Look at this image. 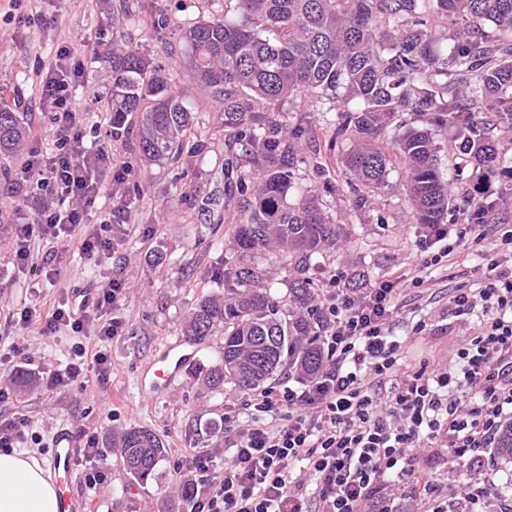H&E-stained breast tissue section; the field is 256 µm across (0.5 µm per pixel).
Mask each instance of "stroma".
<instances>
[{
  "mask_svg": "<svg viewBox=\"0 0 512 512\" xmlns=\"http://www.w3.org/2000/svg\"><path fill=\"white\" fill-rule=\"evenodd\" d=\"M116 2L67 0L61 5L57 0H0V107L12 108L19 91L36 97L37 66L51 63L57 45L75 30L96 34L111 29ZM233 7L232 0H142L139 15L126 24L128 38L169 69L178 88L189 93L197 118L196 134L204 149L173 165L145 161L127 142H113V158L129 163L131 171L123 182L105 181L91 209L93 222L112 220L116 244L111 256L89 261L77 250H69L52 281L33 285L30 274L13 263L11 236L13 225L31 221L34 210L26 203L16 214L0 217V354H13L18 344L24 347L22 355H13L12 372L36 373L55 367L67 354L68 337L63 332L42 334L36 325L21 326L10 320V309L61 298L77 307L83 296H95L108 278L118 276L126 284L125 294L112 311L122 323L119 336L101 342L97 326L92 325L82 338L88 353L102 350L109 355L112 369L105 384L73 385L54 393L35 386L23 391L19 399L0 401V419L18 415L28 419L30 432L40 441L25 444L23 451L41 461L47 459L54 434L63 425L102 445L107 436L132 426L155 433L165 446V457L157 475L147 482L135 481L120 463L116 449L104 445L100 482L88 485L83 466H75L79 490L105 497L111 512H187L178 480L187 458L205 451L214 467H222L225 434L240 431L250 418L246 392L230 383L222 391L210 390L195 373L197 365L219 358L224 347L220 331L198 345L193 363L185 367L176 388L147 397L140 387L144 370L182 339L191 308L201 297L222 292L219 274L237 261L232 249L236 199L225 190L224 173L235 164L238 150L225 139L216 119L219 104L192 92L184 80L185 55L178 50L177 28L178 23L206 19ZM159 8L171 22L163 41L151 35ZM79 58L85 72L75 104L84 106L91 90L109 97L112 83L105 58L95 57L89 49L81 51ZM335 112L330 100L309 94L282 105L280 117L293 124H309L312 140L324 147L333 137L327 118ZM390 181V189L365 208L347 210L346 219L357 241L338 243L314 259V286L323 287L325 276L337 269L353 271L361 288L409 267L416 251L417 227L401 212L403 171L394 170ZM482 262L475 249L461 248L453 263L435 271L423 297L400 299L390 318V334L400 341L406 365L447 364L459 341V323L448 298L456 289L474 286L472 269ZM421 319L427 323L422 336L413 332ZM417 464L451 496L458 491L461 474L481 472L492 490L479 512H500L512 502V463L499 460L495 448L483 449L477 461L422 448Z\"/></svg>",
  "mask_w": 512,
  "mask_h": 512,
  "instance_id": "1",
  "label": "stroma"
}]
</instances>
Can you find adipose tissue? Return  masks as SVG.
I'll list each match as a JSON object with an SVG mask.
<instances>
[{"label":"adipose tissue","mask_w":512,"mask_h":512,"mask_svg":"<svg viewBox=\"0 0 512 512\" xmlns=\"http://www.w3.org/2000/svg\"><path fill=\"white\" fill-rule=\"evenodd\" d=\"M0 512H57V493L42 463L0 451Z\"/></svg>","instance_id":"obj_1"}]
</instances>
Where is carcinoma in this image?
<instances>
[{
	"label": "carcinoma",
	"instance_id": "cac0c4a2",
	"mask_svg": "<svg viewBox=\"0 0 512 512\" xmlns=\"http://www.w3.org/2000/svg\"><path fill=\"white\" fill-rule=\"evenodd\" d=\"M236 12L180 29L186 80L222 104L224 130L245 162L235 181L239 263L229 272L238 290L201 298L184 324L197 344L224 327V351L200 372L214 391L226 380L254 390L285 365L307 378L324 363L326 319L308 272L314 256L336 245L340 227L316 190L295 181L294 168L307 163L327 181L332 156H297L289 141L300 142L304 128L273 120L269 110L302 91L335 100L329 151L350 143L339 158L355 183L354 207L388 188L399 167L414 224H455L461 210L439 165L433 127L459 130L454 151L469 163L467 207L493 206L485 183L512 174L481 117L490 112L492 126L512 127V0H236ZM435 18L448 21L441 48ZM110 67L116 136L150 161L176 164L200 151L201 143H190L195 111L172 73L130 45L118 25ZM244 93L268 111H256ZM405 114L422 125L407 124ZM25 147L20 116L0 109V156L17 157ZM269 250L288 255L285 300L264 287L268 267L249 260ZM112 447L141 483L155 476L165 453L152 431L136 426ZM497 454L512 463V421L499 429Z\"/></svg>",
	"mask_w": 512,
	"mask_h": 512
}]
</instances>
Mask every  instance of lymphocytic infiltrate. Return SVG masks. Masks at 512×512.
Masks as SVG:
<instances>
[{
  "instance_id": "1",
  "label": "lymphocytic infiltrate",
  "mask_w": 512,
  "mask_h": 512,
  "mask_svg": "<svg viewBox=\"0 0 512 512\" xmlns=\"http://www.w3.org/2000/svg\"><path fill=\"white\" fill-rule=\"evenodd\" d=\"M90 42L77 32L59 45L49 66L38 67L39 109L57 139L51 152L30 151L17 173L35 201L32 223L17 224L12 255L17 266L35 265L45 279L57 272L60 246H75L86 259L111 254L112 227L93 224L89 211L104 173L122 181L127 168L111 152L85 142L83 113L73 89L84 68L77 52ZM486 209H464L458 224H437L420 232L412 273H392L363 288L350 287L339 270L327 278L320 306L330 324L322 339L325 363L299 387H270L253 395L246 429L225 436L222 469L208 454L189 456L181 473L198 491L191 512H392L380 484L398 478L419 504L418 512H449L438 483L414 465L418 448H443L462 458L495 440L512 413V377L496 378L495 362L512 353V225L498 224ZM50 242L33 264L32 239ZM493 240L491 261L479 284L451 297L455 316L481 312L467 339L458 343L448 369L403 368L401 344L388 334V320L405 293L420 294L444 259L461 244ZM124 283L112 278L96 300L73 308L61 299L46 309H14L13 320L41 323L43 333L75 336L64 368L44 370L42 390L75 383H105L111 367L106 352L87 354L79 343L88 323L108 340L120 328L110 312Z\"/></svg>"
}]
</instances>
